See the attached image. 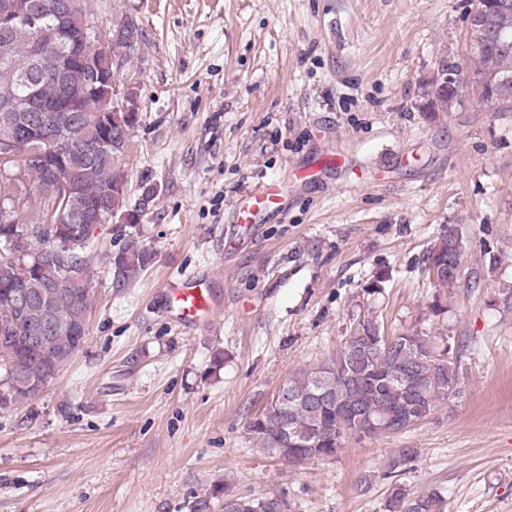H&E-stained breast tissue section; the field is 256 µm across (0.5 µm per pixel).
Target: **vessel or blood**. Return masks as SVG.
<instances>
[{
	"instance_id": "b4317fda",
	"label": "vessel or blood",
	"mask_w": 512,
	"mask_h": 512,
	"mask_svg": "<svg viewBox=\"0 0 512 512\" xmlns=\"http://www.w3.org/2000/svg\"><path fill=\"white\" fill-rule=\"evenodd\" d=\"M284 190L282 181L275 180L261 185L237 203L239 223H257L260 216L280 211ZM198 276H188L169 281L162 294L161 309L164 314L185 329L194 331L208 326L213 310L209 289L203 288Z\"/></svg>"
}]
</instances>
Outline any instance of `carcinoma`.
Here are the masks:
<instances>
[{"mask_svg": "<svg viewBox=\"0 0 512 512\" xmlns=\"http://www.w3.org/2000/svg\"><path fill=\"white\" fill-rule=\"evenodd\" d=\"M57 0H35L37 13L33 23L0 26V41L9 44V53L0 57V87L5 74L11 75V92L26 104L35 99L45 107L63 103L58 85L48 77L29 72V61L35 47L59 51L68 40V32L58 24L52 11ZM69 27L76 31L85 21L88 0H75ZM135 30L134 37L120 39L123 48L112 67L119 70L127 63L136 47L144 40L143 29L126 19L122 30ZM490 76L512 77V10L492 17V35L475 59L473 92L479 101L494 104L499 112H512V90L507 103H495L489 93L480 91ZM458 98L448 91L433 92L422 85L418 107L424 112H446ZM73 104L79 111L60 131V140L68 146H78L100 134L101 124L95 123L97 94L79 84L73 89ZM140 105L136 99L126 100L117 112H126L121 124H110L116 151L110 156L86 159L71 151L48 158L0 160V179L6 172L24 168L25 182L41 196L43 207L38 217L24 223L18 217L20 199L11 194L0 197V209L12 211V221L0 223V262L14 260L11 244L22 232L34 228L24 256L25 268L19 277L0 275V410H6L39 394L68 364L82 347L89 334L88 312L92 308L93 286L87 254L94 231L86 226L85 245L53 254L57 240L38 226L55 204L74 212L94 200L102 188L112 184L115 191L127 185L125 174L115 155L129 142L139 121ZM22 113L0 110V130L24 132ZM71 183L75 193L57 200L47 195L53 172ZM448 241L442 232L423 259V271L431 273V264L448 254H440ZM113 279L126 284L145 272L153 261V252L130 241L106 257ZM31 297L29 307L21 308L15 299L19 293ZM47 311L54 318L48 338L41 344L29 343L31 319L36 311ZM460 376L453 362L439 356L430 337L422 332H403L387 337L380 323L363 318L350 330L336 354L316 364L305 365L293 373L278 390V394L262 411L247 423L249 438L273 458L289 464L310 459L333 457L347 439L363 438L372 424L383 421L386 426L379 437L398 435L408 430L409 421L425 420L460 393ZM294 394L291 402L281 400L283 392ZM320 391L325 399L319 404L307 400L306 393ZM415 448H397L388 461V477H397L416 459ZM227 512H255L260 498L224 493ZM385 512H447V499L435 490L412 492L396 481L389 488Z\"/></svg>", "mask_w": 512, "mask_h": 512, "instance_id": "cac0c4a2", "label": "carcinoma"}]
</instances>
